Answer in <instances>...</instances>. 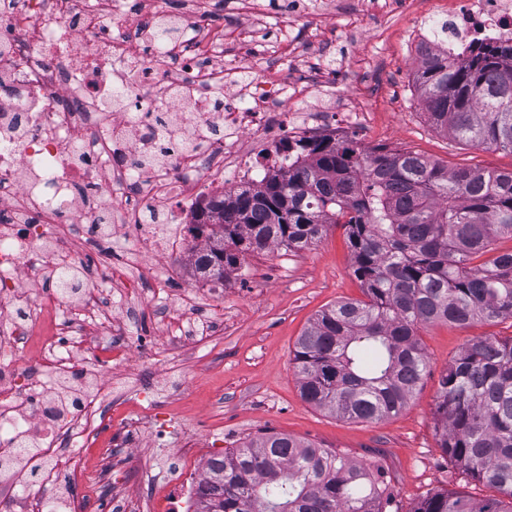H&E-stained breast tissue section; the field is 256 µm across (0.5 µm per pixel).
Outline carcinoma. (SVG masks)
Here are the masks:
<instances>
[{"instance_id":"cac0c4a2","label":"carcinoma","mask_w":512,"mask_h":512,"mask_svg":"<svg viewBox=\"0 0 512 512\" xmlns=\"http://www.w3.org/2000/svg\"><path fill=\"white\" fill-rule=\"evenodd\" d=\"M414 83L431 124L475 147L512 153V49L466 61L429 45ZM255 187L209 200L195 271L224 280L241 256L304 249L343 223L365 299L319 311L299 336L301 397L337 416L381 421L406 409L427 368L430 323L512 319V170L447 167L412 150L355 140L301 143ZM442 453L500 497L437 492L413 512H512V336L477 337L440 381ZM378 468L285 434L251 440L206 465L201 512H383Z\"/></svg>"}]
</instances>
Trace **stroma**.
Returning <instances> with one entry per match:
<instances>
[{"instance_id":"obj_1","label":"stroma","mask_w":512,"mask_h":512,"mask_svg":"<svg viewBox=\"0 0 512 512\" xmlns=\"http://www.w3.org/2000/svg\"><path fill=\"white\" fill-rule=\"evenodd\" d=\"M254 2L255 10L241 11L226 0L215 29L224 51L204 60L208 72L245 62L264 79L287 81V105L300 112L314 102L317 72L341 71L356 91L355 109L363 114L358 139L365 147L413 150L452 169H512V153L460 143L433 127L415 89L410 17H441L448 0H413L408 13L387 11L386 0H310L314 19L299 23L287 0ZM300 40L314 47L305 73L293 65ZM158 288L147 280L129 298L114 287L104 291L113 317L128 326V365L95 358L94 348L110 339L102 325H84L71 354L76 364L92 359L119 392L102 404L104 446L78 450L95 471L78 490L86 512H126L132 496L163 503L172 495L184 444L193 448L192 462L203 464L274 433L378 464L387 487L383 512H412L436 492L495 497L443 455L435 409L441 376L462 348L478 336H512V319L421 326L428 367L406 409L379 422L352 421L302 399L293 361L296 341L318 311L363 296L341 225L302 250L246 255L216 295L191 305L170 304ZM144 338L155 347L146 356L138 347ZM110 471L126 475V484L111 483Z\"/></svg>"}]
</instances>
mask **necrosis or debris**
<instances>
[{"label": "necrosis or debris", "instance_id": "1", "mask_svg": "<svg viewBox=\"0 0 512 512\" xmlns=\"http://www.w3.org/2000/svg\"><path fill=\"white\" fill-rule=\"evenodd\" d=\"M199 0L175 11L147 12L148 28L181 24L185 45L177 67L158 68L127 50L123 32L103 18L112 0H7L0 13V480L54 484L65 471L81 483L86 467L74 452L98 433L104 390L97 371L75 368L57 352L72 337L47 325L48 311L87 316L98 311L96 286L69 294L47 289L31 296L23 276L51 277L63 266L84 277L91 253L111 240L117 206L139 196L155 223H136V251L165 259L177 253L202 198L234 184H260L283 166L277 144L335 131L354 136L361 123L347 100L307 112L281 108L286 83L251 79V106L225 97L222 85L194 77L201 58ZM421 39L460 59L475 42L512 46V0H452L447 17L420 28ZM82 137H73L74 129ZM49 336L50 375L18 367L29 334ZM38 448L41 462L16 466L20 449Z\"/></svg>", "mask_w": 512, "mask_h": 512}]
</instances>
